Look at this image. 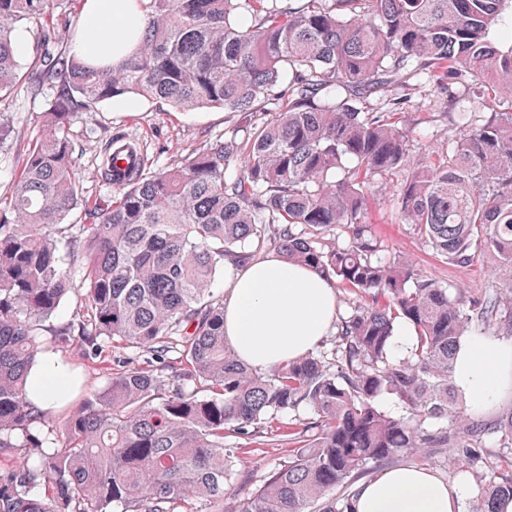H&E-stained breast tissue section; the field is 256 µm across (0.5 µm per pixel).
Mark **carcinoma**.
<instances>
[{
    "label": "carcinoma",
    "mask_w": 512,
    "mask_h": 512,
    "mask_svg": "<svg viewBox=\"0 0 512 512\" xmlns=\"http://www.w3.org/2000/svg\"><path fill=\"white\" fill-rule=\"evenodd\" d=\"M51 2L0 0V94L52 92L0 213V512H354L357 482L427 448L472 478L467 512L512 500V470L483 471L491 446L512 455V414L469 413L454 381L465 336L512 333V0H139L145 31L117 67L72 52L77 26L58 41L67 4L52 15ZM29 25L40 54L24 69L16 35ZM418 75L481 95L441 150H415L397 120L407 99L370 104ZM125 94L245 121L153 171L141 150L120 170L110 138L100 222L67 224L87 203L71 119ZM394 177L403 223L451 265L490 263L489 288H453L383 249L365 215ZM269 238L355 299L331 352L259 372L224 343L214 285ZM76 289L82 343L147 361L112 373L50 437L28 370ZM401 324L412 336L397 356ZM382 396L406 415L382 411ZM301 412L288 460L251 486L224 438Z\"/></svg>",
    "instance_id": "obj_1"
}]
</instances>
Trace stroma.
<instances>
[{"label":"stroma","instance_id":"1","mask_svg":"<svg viewBox=\"0 0 512 512\" xmlns=\"http://www.w3.org/2000/svg\"><path fill=\"white\" fill-rule=\"evenodd\" d=\"M403 95L410 99V106L403 116L405 126L415 143L432 150L447 144L451 125L461 113L482 109L479 99L465 86H453L449 94L443 95L419 79L413 81L407 90L390 86L382 97L389 100ZM46 104L45 96L32 95L23 88L0 99V108L5 109L14 127L13 138L0 148L1 200L7 197L18 176L28 143L39 127ZM240 121L238 114L220 108L177 112L165 102L149 101L133 94L114 98L98 111L78 113L72 131L75 159L86 176L85 194L93 200L111 192L110 187L95 178L94 172L105 140L115 133L121 132L134 139L150 160L166 167L176 165L191 151L223 136ZM88 127L97 128V139L84 138V130ZM395 196V186L386 185L372 200L368 210V219L386 249L411 256L423 272L444 283L471 292L489 284L491 275L485 264L453 266L422 244L408 225L400 223L391 205ZM56 355L80 374L81 392L85 395L105 385L114 361H122L130 368L144 363L140 354L121 348L108 347L102 354L86 355L77 339L72 340L68 347L57 349ZM225 445L237 449L238 469L252 472L258 483L274 466L287 461L291 448L287 437L280 434H265L251 440L229 438Z\"/></svg>","mask_w":512,"mask_h":512}]
</instances>
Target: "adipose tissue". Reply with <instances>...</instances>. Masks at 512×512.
Here are the masks:
<instances>
[{"mask_svg":"<svg viewBox=\"0 0 512 512\" xmlns=\"http://www.w3.org/2000/svg\"><path fill=\"white\" fill-rule=\"evenodd\" d=\"M144 17L139 0H88L72 51L93 64H116L136 46ZM338 317L334 283L279 253L224 271V340L250 367L304 355ZM456 379L480 403L490 402L512 384V347L473 342L459 354ZM462 494V485L428 470L391 468L359 487L355 512H459Z\"/></svg>","mask_w":512,"mask_h":512,"instance_id":"ef3b65f1","label":"adipose tissue"}]
</instances>
